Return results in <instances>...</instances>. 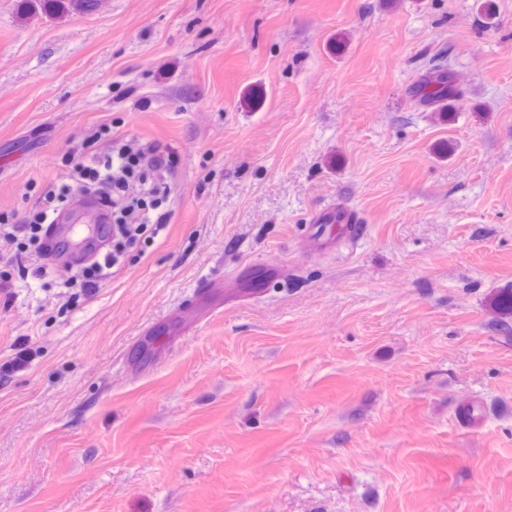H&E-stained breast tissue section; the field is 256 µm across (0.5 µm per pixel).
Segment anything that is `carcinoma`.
Returning <instances> with one entry per match:
<instances>
[{
    "instance_id": "1",
    "label": "carcinoma",
    "mask_w": 512,
    "mask_h": 512,
    "mask_svg": "<svg viewBox=\"0 0 512 512\" xmlns=\"http://www.w3.org/2000/svg\"><path fill=\"white\" fill-rule=\"evenodd\" d=\"M24 5L38 4L61 13H90L97 7V0H22ZM408 94L415 109L422 112L444 114L451 103L462 96L456 82L450 56L438 53L423 62L418 75L411 83Z\"/></svg>"
}]
</instances>
